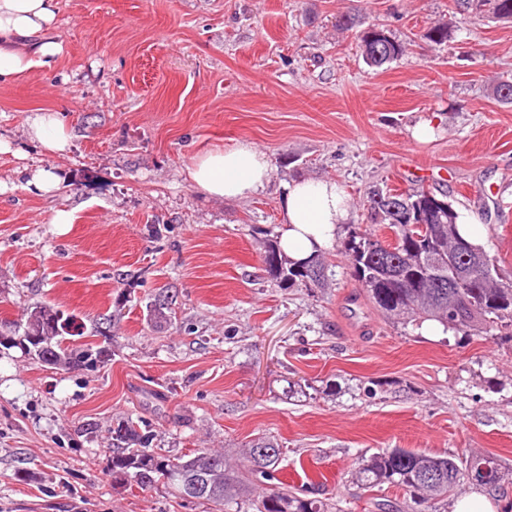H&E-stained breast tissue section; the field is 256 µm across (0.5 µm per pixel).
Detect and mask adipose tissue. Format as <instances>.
<instances>
[{
  "mask_svg": "<svg viewBox=\"0 0 512 512\" xmlns=\"http://www.w3.org/2000/svg\"><path fill=\"white\" fill-rule=\"evenodd\" d=\"M57 0H0V84L41 66L51 68L63 52L55 36ZM28 135L50 155L66 153L70 136L57 112H36ZM272 171L269 156L249 142L196 157L188 168L192 187L217 199H246L263 190ZM279 245L291 261L303 262L328 249L337 227L349 219L343 188L330 179L300 180L284 187Z\"/></svg>",
  "mask_w": 512,
  "mask_h": 512,
  "instance_id": "adipose-tissue-1",
  "label": "adipose tissue"
}]
</instances>
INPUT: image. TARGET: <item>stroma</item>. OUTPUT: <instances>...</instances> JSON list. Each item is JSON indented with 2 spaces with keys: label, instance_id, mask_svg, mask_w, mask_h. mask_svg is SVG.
I'll use <instances>...</instances> for the list:
<instances>
[{
  "label": "stroma",
  "instance_id": "35a3bbf8",
  "mask_svg": "<svg viewBox=\"0 0 512 512\" xmlns=\"http://www.w3.org/2000/svg\"><path fill=\"white\" fill-rule=\"evenodd\" d=\"M351 11L414 46L368 67L337 17ZM448 25V41L423 35ZM54 68L0 85V319L48 303L85 336L110 328L99 367L60 370L0 347V512H208L162 487L113 483L112 429L133 419L159 453L239 457L275 437L281 478L344 512L395 488L355 478L361 457L405 448L495 457V512L512 506V338L432 331L368 302L343 243L371 228L370 188H424L488 229L512 277V22L471 0H58ZM62 111L71 148L48 156L29 117ZM435 134L421 143L418 121ZM241 141L272 162L261 193L202 196L187 168ZM53 169L43 196L23 172ZM332 179L350 219L322 251V285L264 263L286 183ZM74 223H52L55 210ZM171 319L150 320L160 292ZM302 386L289 394V384Z\"/></svg>",
  "mask_w": 512,
  "mask_h": 512
}]
</instances>
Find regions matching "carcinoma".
I'll return each instance as SVG.
<instances>
[{
    "mask_svg": "<svg viewBox=\"0 0 512 512\" xmlns=\"http://www.w3.org/2000/svg\"><path fill=\"white\" fill-rule=\"evenodd\" d=\"M493 16L512 20V0H481ZM337 26L356 32L358 47L365 63L374 69L397 60L407 50V44L387 34L386 50L377 53L376 38L379 25L364 24L353 14L338 17ZM439 197L425 189L398 191L379 188L367 192L370 218L384 224L398 237L391 244H380L378 251L369 252L372 232L360 229L351 234L344 245L366 297L375 309L387 317L405 323L434 320L446 329L456 331L490 332L512 329V280H505L496 271L493 260L472 261L462 257L457 262L465 272L463 286L457 293L466 302V315H448V292L441 288H424L428 271L434 268L431 257L437 251H448V243L462 239L455 224L456 212L447 206L440 221L424 224H404L403 216L414 211L427 213ZM265 263L270 273L285 282L299 281L320 284L325 277V265L320 258L313 264L322 273L316 277L301 270V266L282 257L277 246L266 251ZM57 310L51 306H35L24 314L23 332L41 336L44 353L57 360L56 366L67 370L84 366L94 368L104 362V345L87 342L78 348L71 338L84 335L83 325L70 316L56 321ZM151 435L140 431L139 423L126 420L112 430V482L149 487L162 484L181 499H186V484L198 480L208 486L202 503L224 510L236 506L235 512H329V505L317 498L298 495L277 477L282 470V450L278 442L259 437L242 452L243 466L230 462L224 452L208 448L197 449L185 457L172 458L149 447ZM258 448H268L270 456H260ZM487 465L493 478L482 485L493 488L499 484L502 472L498 461L489 455H473L460 462L448 456L427 455L405 448H393L373 454L359 463L356 479L372 487H395L407 495L405 512H437L436 504L462 491L468 472Z\"/></svg>",
    "mask_w": 512,
    "mask_h": 512,
    "instance_id": "1",
    "label": "carcinoma"
}]
</instances>
